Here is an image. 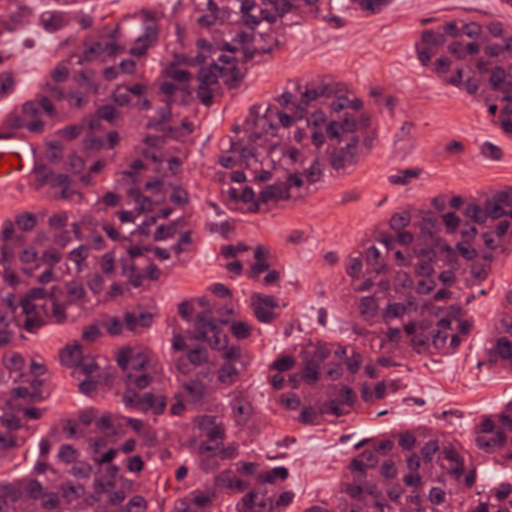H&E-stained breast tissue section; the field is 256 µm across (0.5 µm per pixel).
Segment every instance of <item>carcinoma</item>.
<instances>
[{
    "label": "carcinoma",
    "mask_w": 512,
    "mask_h": 512,
    "mask_svg": "<svg viewBox=\"0 0 512 512\" xmlns=\"http://www.w3.org/2000/svg\"><path fill=\"white\" fill-rule=\"evenodd\" d=\"M0 0V40L31 24L66 47L32 94L15 98L0 57V117L35 143L27 172L54 205L0 221V512H293L288 470L247 448L260 411L241 390L249 347L275 328L285 269L263 243L224 224L213 260L224 281L161 313L154 289L196 249L186 162L224 94L273 56L325 0H193L188 22L157 3L92 27L75 6ZM392 0H348L359 16ZM512 31L476 17L422 31L419 64L512 137ZM373 112L329 77L290 81L218 147L210 182L232 212L304 198L358 164ZM487 262L471 264L478 252ZM512 252V186L446 193L377 224L345 266L342 300L363 347L308 338L265 365L266 408L303 426L332 424L395 393L396 357H447L471 336L468 292ZM245 279L242 299L231 284ZM486 362L512 373V289L500 301ZM72 325L53 366L27 342ZM83 407L47 422L52 377ZM27 470L1 468L27 455ZM472 448L424 426L384 433L351 456L336 495L304 512H512V402L475 420ZM509 479L483 484L480 459Z\"/></svg>",
    "instance_id": "cac0c4a2"
}]
</instances>
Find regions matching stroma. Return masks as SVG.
Instances as JSON below:
<instances>
[{"instance_id": "obj_1", "label": "stroma", "mask_w": 512, "mask_h": 512, "mask_svg": "<svg viewBox=\"0 0 512 512\" xmlns=\"http://www.w3.org/2000/svg\"><path fill=\"white\" fill-rule=\"evenodd\" d=\"M499 4L393 0L386 12L361 17L347 11L346 0H330L323 18L291 30L273 57L255 66L215 111L201 115L188 160L199 241L192 257L158 289L156 301L166 312L183 296L223 280V267L212 260L221 242L209 225H235L274 252L286 270L285 309L273 332L251 347L252 365L242 385L256 405L265 403V364L282 346L316 337L357 342L341 299L342 276L349 255L374 225L442 193L512 186V138L500 135L478 104L432 77L414 53L419 33L449 18L481 17L512 30V14H500ZM13 52L17 94L23 97L63 48L33 25L18 35ZM322 74L349 83L369 102L376 128L369 153L298 202L259 214L225 212L207 177L218 145L263 98L288 81ZM510 288L512 254L506 253L489 279L470 292V337L448 357L399 359L390 369L399 384L393 397L313 427L264 410L253 448L262 461L287 467L297 512L336 492L346 460L366 440L424 425L448 430L466 446L474 420L512 400V373L488 368L483 355L500 297Z\"/></svg>"}]
</instances>
